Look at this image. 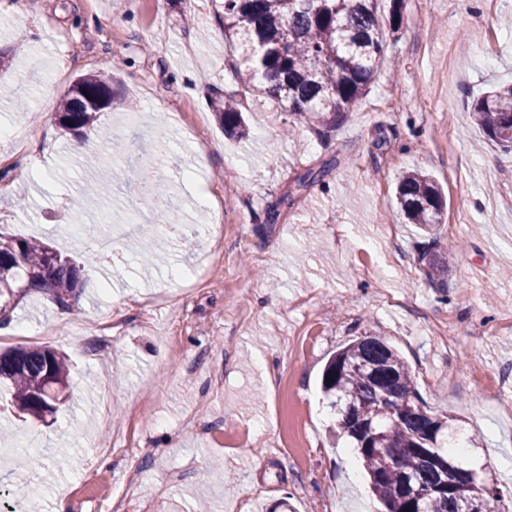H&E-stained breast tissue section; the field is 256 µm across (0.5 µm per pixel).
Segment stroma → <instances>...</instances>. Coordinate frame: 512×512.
Wrapping results in <instances>:
<instances>
[{
	"label": "stroma",
	"instance_id": "1",
	"mask_svg": "<svg viewBox=\"0 0 512 512\" xmlns=\"http://www.w3.org/2000/svg\"><path fill=\"white\" fill-rule=\"evenodd\" d=\"M223 0H0V225L76 262L94 232L119 257L85 270L74 312L35 294L0 330V350L66 354L68 398L55 417L18 413L0 391V512H378L363 469L321 391L328 359L364 330L409 364L428 409L475 439V459L512 504V157L472 121L474 97L512 82V0H405L358 108L336 130L281 135L288 113L247 101L250 135L226 136L211 106L236 87ZM112 71L85 169L60 135L58 101L78 76ZM203 81L207 96L193 93ZM143 116L125 124L127 113ZM124 139V156L104 151ZM167 152L158 155V143ZM323 183L295 191L306 169ZM153 170L182 228L157 227ZM429 174L445 202L448 292L428 279V241L395 197L400 176ZM112 193L70 200L83 182ZM224 209V257L208 261L210 215ZM141 213L140 232L122 216ZM278 209L277 223L265 221ZM453 328L445 345L435 328ZM45 468H30L28 450Z\"/></svg>",
	"mask_w": 512,
	"mask_h": 512
}]
</instances>
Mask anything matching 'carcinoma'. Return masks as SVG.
<instances>
[{"label":"carcinoma","instance_id":"cac0c4a2","mask_svg":"<svg viewBox=\"0 0 512 512\" xmlns=\"http://www.w3.org/2000/svg\"><path fill=\"white\" fill-rule=\"evenodd\" d=\"M224 33L239 96H224L216 117L230 135L245 138L243 99L266 97L293 116L291 127L334 129L354 111L377 69L384 39L376 0H224ZM112 91V70L74 80L56 109L59 126L79 135L97 124L101 109L93 96ZM472 119L503 153L512 154V85L491 88L471 104ZM331 163L309 168L296 190L321 182ZM396 200L404 217L430 234L420 263L434 286H448V261L435 227L441 224L442 193L429 176L404 173ZM48 244L0 231V325L19 303L45 293L70 308L84 288V270ZM16 346L0 352V384L12 392L15 408L42 419L40 403L63 400L69 366L63 353ZM322 391L336 412L340 434L350 439L369 477V488L385 512H466L464 477L444 467L456 459L448 421L424 409L415 376L383 337L364 332L329 360ZM476 477L479 512H495L500 497ZM418 489L425 496L410 497Z\"/></svg>","mask_w":512,"mask_h":512}]
</instances>
